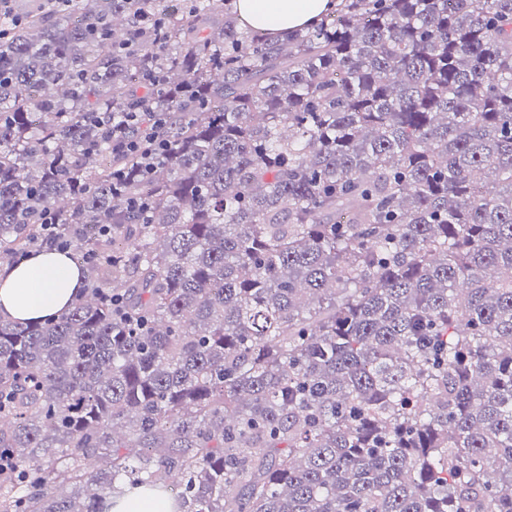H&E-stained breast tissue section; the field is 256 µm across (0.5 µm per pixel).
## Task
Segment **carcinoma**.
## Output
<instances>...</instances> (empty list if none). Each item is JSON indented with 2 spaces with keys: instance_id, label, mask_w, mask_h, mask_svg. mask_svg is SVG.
<instances>
[{
  "instance_id": "carcinoma-1",
  "label": "carcinoma",
  "mask_w": 512,
  "mask_h": 512,
  "mask_svg": "<svg viewBox=\"0 0 512 512\" xmlns=\"http://www.w3.org/2000/svg\"><path fill=\"white\" fill-rule=\"evenodd\" d=\"M170 2L0 17V268L87 284L0 319V512H512V0ZM331 0H237L241 23L258 34L283 36L320 20ZM133 113L129 112L124 121L116 123L112 117V124L107 121L103 125L107 135L112 138V148L123 155L132 156L139 166L148 171L150 166H154L163 157L166 150V121L157 118L153 124L145 126L141 131L135 122L136 112ZM82 288L75 265L49 251L0 273V314L5 320L29 321L59 313Z\"/></svg>"
}]
</instances>
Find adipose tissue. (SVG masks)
<instances>
[{
	"mask_svg": "<svg viewBox=\"0 0 512 512\" xmlns=\"http://www.w3.org/2000/svg\"><path fill=\"white\" fill-rule=\"evenodd\" d=\"M332 0H237L239 18L254 32L285 35L320 20ZM83 285L73 263L50 251L0 275V317L36 320L58 313L80 295Z\"/></svg>",
	"mask_w": 512,
	"mask_h": 512,
	"instance_id": "1",
	"label": "adipose tissue"
}]
</instances>
